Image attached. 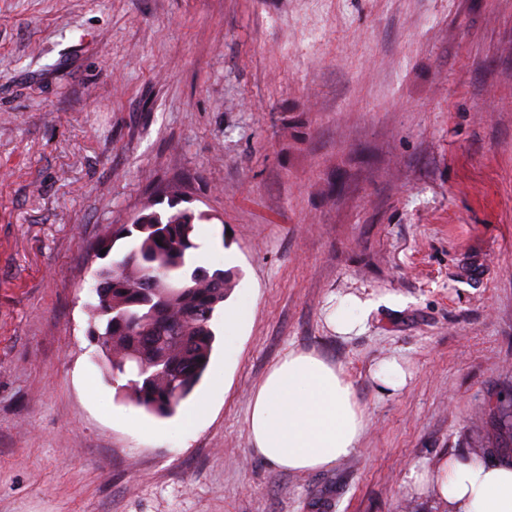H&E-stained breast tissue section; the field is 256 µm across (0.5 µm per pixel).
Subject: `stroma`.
Wrapping results in <instances>:
<instances>
[{
	"label": "stroma",
	"instance_id": "obj_1",
	"mask_svg": "<svg viewBox=\"0 0 512 512\" xmlns=\"http://www.w3.org/2000/svg\"><path fill=\"white\" fill-rule=\"evenodd\" d=\"M168 184L250 312L230 354L215 317L158 418L105 378L84 304L88 245ZM349 293L379 306L345 338ZM291 350L366 412L327 470L247 439ZM509 410L512 0H0V512H444L420 473L511 459ZM373 379L383 393L391 395L401 390L407 383L406 373L396 358L384 359L373 371Z\"/></svg>",
	"mask_w": 512,
	"mask_h": 512
}]
</instances>
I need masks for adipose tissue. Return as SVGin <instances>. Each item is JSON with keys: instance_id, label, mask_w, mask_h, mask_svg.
I'll return each mask as SVG.
<instances>
[{"instance_id": "ef3b65f1", "label": "adipose tissue", "mask_w": 512, "mask_h": 512, "mask_svg": "<svg viewBox=\"0 0 512 512\" xmlns=\"http://www.w3.org/2000/svg\"><path fill=\"white\" fill-rule=\"evenodd\" d=\"M366 414L341 369L291 351L254 390L246 420L253 451L287 471L326 470L356 450ZM430 482L448 512H512V461L447 457Z\"/></svg>"}]
</instances>
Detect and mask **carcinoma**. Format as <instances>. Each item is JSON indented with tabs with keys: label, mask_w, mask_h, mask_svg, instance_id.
I'll use <instances>...</instances> for the list:
<instances>
[{
	"label": "carcinoma",
	"mask_w": 512,
	"mask_h": 512,
	"mask_svg": "<svg viewBox=\"0 0 512 512\" xmlns=\"http://www.w3.org/2000/svg\"><path fill=\"white\" fill-rule=\"evenodd\" d=\"M180 203L166 189L143 203L133 223L107 226L98 249L109 253L122 238L129 247L95 270L86 302L104 372L114 383L126 380L121 388L131 399L161 417L200 382L215 341L212 321L234 287L230 272L196 264L195 225L215 216Z\"/></svg>",
	"instance_id": "obj_1"
}]
</instances>
